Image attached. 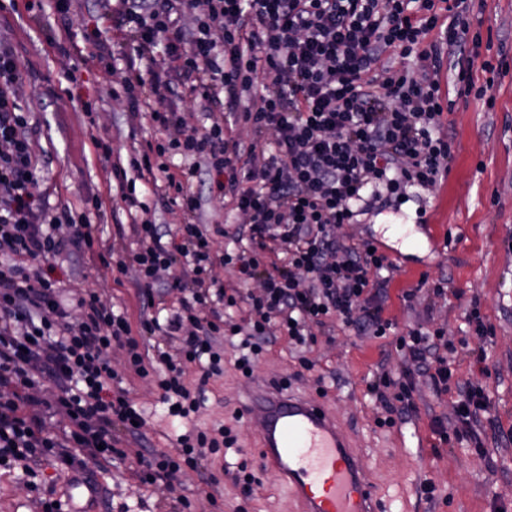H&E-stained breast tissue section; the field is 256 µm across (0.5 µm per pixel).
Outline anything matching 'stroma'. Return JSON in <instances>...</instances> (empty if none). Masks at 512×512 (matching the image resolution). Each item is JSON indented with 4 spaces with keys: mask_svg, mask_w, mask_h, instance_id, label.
Here are the masks:
<instances>
[{
    "mask_svg": "<svg viewBox=\"0 0 512 512\" xmlns=\"http://www.w3.org/2000/svg\"><path fill=\"white\" fill-rule=\"evenodd\" d=\"M463 17L471 32L480 34L479 59L471 68L476 85H489L494 108L474 98H453L444 110L441 135L452 138V159L436 187H406L401 198L373 201L353 223L338 229L342 238L380 242L400 266L388 286L384 316L397 328L383 337L360 336L339 322L315 329L307 345L297 346L270 323L269 342L251 374L234 367L240 337H218L224 353L223 374L211 377L197 412L173 416L155 376H137L126 365V352L109 351L121 379L120 390L142 412L140 436L116 426L112 436L122 453L105 467L88 465L81 474L55 469L47 461H28L26 469H0V512H43L47 491L61 493L74 478L95 484V512H291L284 491L269 474L259 475L250 496H243L233 479L241 457L235 449L205 454L183 467L173 484L140 485L134 475L138 459L148 449L172 451L181 435L197 428L234 429L241 447L255 441L238 419V396L258 377L288 378L294 386L323 391L347 430L359 442L365 468L387 499L388 512H512V0H464ZM73 25L66 49L52 46L58 22L50 11L7 13L0 21V41L23 56L29 70L18 95L29 114L35 151L48 158L34 189L37 201L51 214L70 207L93 226L92 251L71 249L55 259L54 276L63 299L71 304V322H78V297L95 294L102 304L125 313L140 343L146 365L157 362L161 336L147 334L143 316L178 309L190 290L155 296L143 309L138 297V248L133 218L112 174V166L127 162L134 148L152 136L147 126L133 124L124 99L113 98L121 73L111 61L89 55L86 35L111 43L112 25L91 0H73ZM491 60L494 73L482 69ZM75 81H66V74ZM100 133L112 146L110 158H98L90 136ZM211 276L227 293H260V279L240 282L235 265L225 264L234 243L212 234ZM427 290H419L420 281ZM445 289L434 296L429 288ZM412 300H405L407 291ZM479 302L493 328L486 339L468 333L464 313ZM443 329L458 351L448 362L460 382L483 385L493 406L475 424L474 440L441 442L438 426L452 427L455 392L435 394L425 375H415L413 413L384 423L386 412L369 384L381 373L398 376L404 358L397 335L407 328ZM314 362L305 371L302 359ZM484 454H477L475 442ZM432 493H424V484Z\"/></svg>",
    "mask_w": 512,
    "mask_h": 512,
    "instance_id": "1",
    "label": "stroma"
}]
</instances>
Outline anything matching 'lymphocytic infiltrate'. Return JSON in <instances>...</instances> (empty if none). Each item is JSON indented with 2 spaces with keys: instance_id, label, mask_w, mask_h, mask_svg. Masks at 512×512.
<instances>
[{
  "instance_id": "1",
  "label": "lymphocytic infiltrate",
  "mask_w": 512,
  "mask_h": 512,
  "mask_svg": "<svg viewBox=\"0 0 512 512\" xmlns=\"http://www.w3.org/2000/svg\"><path fill=\"white\" fill-rule=\"evenodd\" d=\"M96 2L126 49L119 88L130 114L149 121L155 133L154 151H136L130 165L187 217L176 247L150 217L136 225L140 288L157 287L160 271L180 258L195 271L191 299L166 321L146 320L147 330L180 337L181 362L202 363L203 378L223 372L212 340L224 329L198 309L211 301L227 308L239 302L207 276L210 234L194 215L210 198L248 214L234 232L240 249L224 261L236 265L242 281L263 279L261 292L245 300L248 333L239 370L250 373L274 320L300 346L330 319L361 336H385L393 324L382 302L398 265L373 241L344 240L336 230L352 223L369 190L382 186L396 197L409 183L435 186L448 169L452 142L435 133L443 117V48L464 51L481 42L450 0ZM189 12L197 21L192 28L183 23ZM411 58L424 63L422 73L407 67ZM27 74L17 51L0 42V465L44 457L60 470L102 466L119 452L113 425L128 429L142 419L124 392L112 390L118 374L109 349L125 348L128 368L150 373L128 319L94 294L78 300L80 323L68 321L52 260L93 240L84 215L49 217L34 198L40 160L17 97ZM165 96L270 133L260 167L239 179L237 165L253 158L254 149L236 138L232 123L185 129L175 112L156 109ZM169 152L193 159V166L170 171L162 161ZM443 336L420 328L399 336L410 366L394 383V399L401 413L413 411L417 373L428 375L437 393L456 392L457 424L439 428L444 438L471 429L489 403L482 387L452 385L448 356L456 348ZM158 361L164 366L155 375L159 389L179 396L175 414L187 417L197 401L183 383L181 363L164 351ZM45 381L59 394L43 401L44 410L71 415L65 436L27 413L31 390ZM235 443L227 427L184 435L177 453L140 457L136 475L144 485L170 483L204 452Z\"/></svg>"
}]
</instances>
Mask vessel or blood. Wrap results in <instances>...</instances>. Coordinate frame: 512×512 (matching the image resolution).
<instances>
[{
	"label": "vessel or blood",
	"mask_w": 512,
	"mask_h": 512,
	"mask_svg": "<svg viewBox=\"0 0 512 512\" xmlns=\"http://www.w3.org/2000/svg\"><path fill=\"white\" fill-rule=\"evenodd\" d=\"M240 413L256 436L259 470L277 476L295 512H385L354 439L325 402L261 381Z\"/></svg>",
	"instance_id": "vessel-or-blood-1"
}]
</instances>
